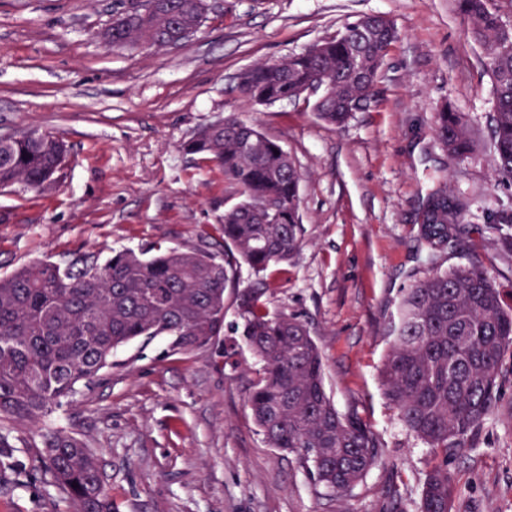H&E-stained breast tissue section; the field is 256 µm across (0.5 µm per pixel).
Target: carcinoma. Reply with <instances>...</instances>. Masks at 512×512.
Masks as SVG:
<instances>
[{"label":"carcinoma","instance_id":"obj_1","mask_svg":"<svg viewBox=\"0 0 512 512\" xmlns=\"http://www.w3.org/2000/svg\"><path fill=\"white\" fill-rule=\"evenodd\" d=\"M455 3L485 57L495 91V172L511 182L512 23L495 0ZM208 9L207 0H139L112 17L107 39L116 49L176 45L199 30ZM398 36L392 20L366 15L314 50L241 71L236 90L250 103L268 105L319 87L314 111L340 127L373 97ZM434 135L452 159L477 151L469 117L446 104L436 112ZM184 150L214 163L237 197L224 209V255L170 249L145 258L120 251L103 264L92 256L66 266L42 260L0 278V419L35 422L52 415L80 388L102 382L112 351L134 339L167 336L184 352L214 344L224 335V297L233 288L242 340L263 365L247 395L254 422L268 445L295 455L312 481L346 495L379 460L372 432L327 396L322 354L306 324L270 313L260 291L236 288L240 264L261 272L299 249L301 175L281 145L232 117L194 134ZM66 155L49 133L12 135L0 148V187L51 189ZM468 209L467 200L450 194L447 176L433 177L419 224L431 252L479 230L466 224ZM389 336L384 394L435 458L418 512H452L448 454H465L497 406L504 360L512 363V303L477 263L439 270L406 290ZM37 457L70 512H113L102 464L83 440L49 432Z\"/></svg>","mask_w":512,"mask_h":512}]
</instances>
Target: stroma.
Segmentation results:
<instances>
[{"mask_svg": "<svg viewBox=\"0 0 512 512\" xmlns=\"http://www.w3.org/2000/svg\"><path fill=\"white\" fill-rule=\"evenodd\" d=\"M188 41L112 48L104 33L129 0H0V134L35 129L69 148L58 187L0 189V277L36 260L122 250L200 248L223 254L221 218L235 198L219 169L187 154L202 127L237 117L279 143L302 174L301 246L283 264L237 270L263 289L270 312L305 322L323 359L327 395L370 427L383 456L345 497L314 485L295 456L269 447L246 403L262 365L239 341L233 292L222 342L193 352L165 336L112 355L108 381L39 423L0 422V512H68L37 467L49 430L83 438L101 459L115 512H418L433 463L383 394L388 327L407 288L435 270L478 262L512 292V182L496 177L488 115L493 87L481 48L454 0H209ZM366 14L400 37L375 98L341 127L311 100L257 105L236 91L239 71L330 38ZM466 113L479 140L468 160L436 140L442 103ZM443 169L483 228L436 258L418 240L417 212ZM453 512H512V373L465 456H449Z\"/></svg>", "mask_w": 512, "mask_h": 512, "instance_id": "1", "label": "stroma"}]
</instances>
